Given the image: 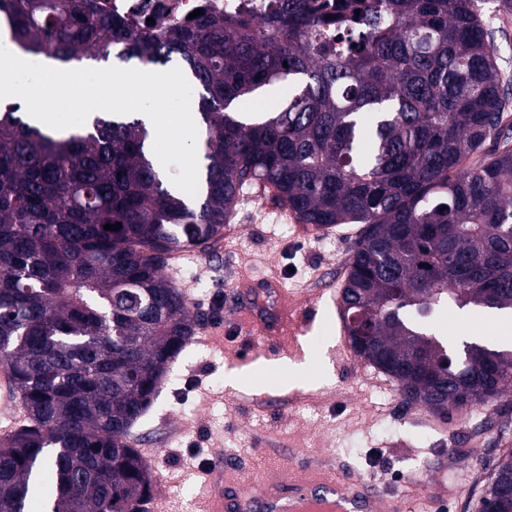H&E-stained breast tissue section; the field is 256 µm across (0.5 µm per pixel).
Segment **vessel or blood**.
Wrapping results in <instances>:
<instances>
[{
    "instance_id": "b4317fda",
    "label": "vessel or blood",
    "mask_w": 512,
    "mask_h": 512,
    "mask_svg": "<svg viewBox=\"0 0 512 512\" xmlns=\"http://www.w3.org/2000/svg\"><path fill=\"white\" fill-rule=\"evenodd\" d=\"M234 320L251 335L262 337L269 349L277 347L281 337L301 335L306 327L287 290L273 278L242 295ZM203 485L208 493L202 512H373L381 497L380 490L364 480L319 473L270 479L252 487L225 481L220 466L204 473ZM418 505L424 512H439L441 497L427 483H412L399 508L413 512Z\"/></svg>"
}]
</instances>
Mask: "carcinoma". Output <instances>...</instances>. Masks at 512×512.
<instances>
[{"label": "carcinoma", "mask_w": 512, "mask_h": 512, "mask_svg": "<svg viewBox=\"0 0 512 512\" xmlns=\"http://www.w3.org/2000/svg\"><path fill=\"white\" fill-rule=\"evenodd\" d=\"M490 1L512 14V0H284L261 23L204 15L155 36L95 0H0L25 53L177 61L206 133L192 201L137 119L64 134L17 103L0 113V363L27 413L0 441V512H28L46 478L43 512H146L152 472L127 437L198 328L164 268L223 235L253 184L317 233L362 225L340 315L405 404L501 402L512 349L431 326L444 305L512 310V88ZM273 86L288 88L277 105L231 110ZM504 483L511 449L477 512H512Z\"/></svg>", "instance_id": "1"}]
</instances>
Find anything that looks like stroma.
<instances>
[{"label":"stroma","instance_id":"35a3bbf8","mask_svg":"<svg viewBox=\"0 0 512 512\" xmlns=\"http://www.w3.org/2000/svg\"><path fill=\"white\" fill-rule=\"evenodd\" d=\"M356 235H316L270 194L251 188L223 236L206 251L173 258L166 275L184 292L210 343H192L172 363L158 396L136 424L154 450L155 493L174 512H195L201 460H222L224 477L245 483L314 469L355 476L383 492L376 512L412 478L444 485V512H475L481 482L512 442V413L486 407L438 416L402 403L397 383L339 347L336 274ZM278 277L299 299L313 297L310 325L289 354L296 372H260L242 387L225 380L273 354L233 320L239 285ZM439 335L507 345L512 330L474 307L438 314Z\"/></svg>","mask_w":512,"mask_h":512}]
</instances>
